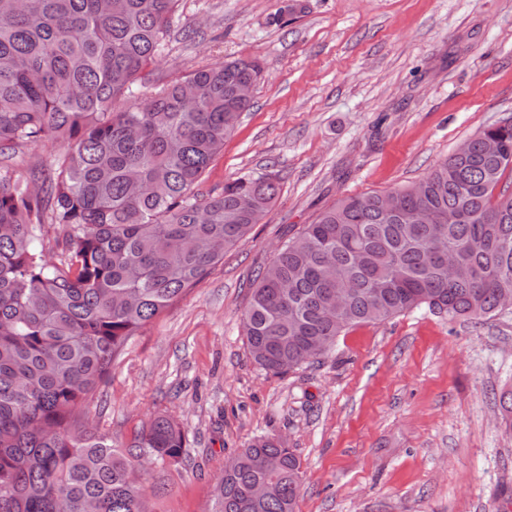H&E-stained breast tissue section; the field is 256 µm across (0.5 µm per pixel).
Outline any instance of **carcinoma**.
<instances>
[{"instance_id": "obj_1", "label": "carcinoma", "mask_w": 512, "mask_h": 512, "mask_svg": "<svg viewBox=\"0 0 512 512\" xmlns=\"http://www.w3.org/2000/svg\"><path fill=\"white\" fill-rule=\"evenodd\" d=\"M179 0H0V512H150L154 460L187 436L158 416L121 450L81 418L113 355L262 223L272 173L198 188L252 99L255 59H228L136 95ZM67 140L53 166L17 151ZM512 119L418 181L344 197L285 241L241 321L255 362L282 374L362 323L421 306L480 321L512 300ZM46 224L62 232L53 260ZM275 493L251 496L258 483ZM300 457L261 437L230 457L211 512H297Z\"/></svg>"}]
</instances>
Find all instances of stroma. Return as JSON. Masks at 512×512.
<instances>
[{
  "mask_svg": "<svg viewBox=\"0 0 512 512\" xmlns=\"http://www.w3.org/2000/svg\"><path fill=\"white\" fill-rule=\"evenodd\" d=\"M179 0L152 67L168 79L224 57L264 67L205 185L273 171L262 224L113 357L82 413L114 445L155 416L189 439L155 465L151 512H209L228 458L257 438L300 457L298 512H512V312L475 326L420 308L340 336L319 364L274 375L241 325L274 250L346 196L424 178L512 117V0Z\"/></svg>",
  "mask_w": 512,
  "mask_h": 512,
  "instance_id": "obj_1",
  "label": "stroma"
}]
</instances>
